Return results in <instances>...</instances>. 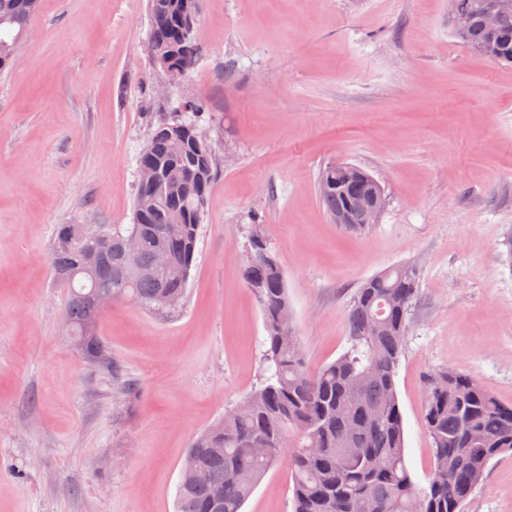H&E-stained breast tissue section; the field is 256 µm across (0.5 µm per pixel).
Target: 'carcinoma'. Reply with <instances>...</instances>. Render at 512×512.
Instances as JSON below:
<instances>
[{
  "mask_svg": "<svg viewBox=\"0 0 512 512\" xmlns=\"http://www.w3.org/2000/svg\"><path fill=\"white\" fill-rule=\"evenodd\" d=\"M41 0H0V74L14 64L16 45L28 32ZM493 0H452V10L470 13L460 38L498 63L512 64V15L498 34L484 24ZM149 45L160 72L185 76L199 54L194 36L198 0H149ZM184 116L159 121L138 156L152 168L155 184H137L131 224H115L105 252L106 273L81 268V250L95 244L83 224H60L52 242L55 281L68 288L63 310L70 341L89 352L92 363L107 352L97 325L95 294L107 288L118 300L164 313L180 305L194 262L199 225L213 182L216 156L195 129L203 110L197 99L182 103ZM354 177L330 164L319 177L322 206L330 217L363 195L367 172ZM337 185L329 188L327 181ZM140 237L133 263L123 239ZM163 251L168 262L151 278L136 274ZM245 280L260 303L265 336L259 387L224 413L217 429L193 440L182 469H202L205 483L178 484L177 512H242L282 452L290 450L292 512H463L495 457L512 452V404L500 402L473 376L447 367L427 378L424 423L433 463L424 485L406 464L403 415L395 375L403 352L408 312L418 292L419 272L403 264L368 279L347 314L348 348L317 371L308 370L293 327L288 287L278 259L262 236L250 240ZM264 448L259 454L256 449Z\"/></svg>",
  "mask_w": 512,
  "mask_h": 512,
  "instance_id": "1",
  "label": "carcinoma"
}]
</instances>
